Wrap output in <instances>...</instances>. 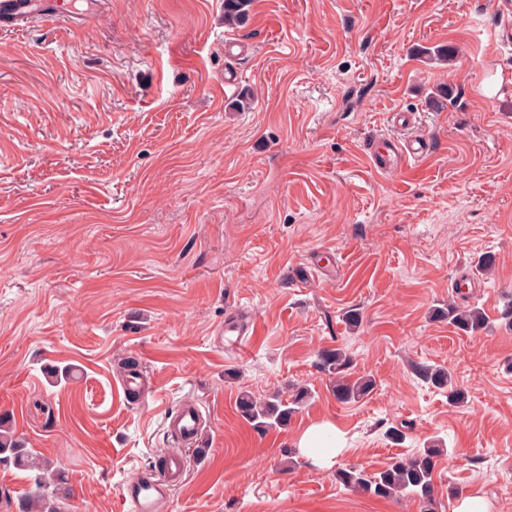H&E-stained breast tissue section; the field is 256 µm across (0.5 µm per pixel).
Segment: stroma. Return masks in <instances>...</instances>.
Here are the masks:
<instances>
[{"label":"stroma","mask_w":512,"mask_h":512,"mask_svg":"<svg viewBox=\"0 0 512 512\" xmlns=\"http://www.w3.org/2000/svg\"><path fill=\"white\" fill-rule=\"evenodd\" d=\"M500 18L499 0H254L232 28L224 0H102L74 27L0 29V414L63 471L71 512H129L124 482L172 447L165 418L189 399L208 431L169 512H421L337 474L436 439L437 512L464 495L512 512ZM436 47L448 63L426 59ZM398 112L430 152L382 172L370 144L399 135ZM450 299L487 329L433 318ZM241 308L262 334L238 351L221 334ZM336 348L375 381L360 401L336 400L317 365ZM128 357L146 371L140 404L119 386ZM422 364L448 368L466 402ZM303 386L284 427L257 430L237 407ZM323 425L334 447L305 453ZM33 489L0 463V512ZM417 372L424 382L440 390L448 391V400L454 404L464 401L462 389L453 385L451 375L446 368L438 365L417 367Z\"/></svg>","instance_id":"obj_1"}]
</instances>
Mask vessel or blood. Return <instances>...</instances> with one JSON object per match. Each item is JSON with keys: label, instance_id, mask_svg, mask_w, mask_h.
<instances>
[{"label": "vessel or blood", "instance_id": "obj_1", "mask_svg": "<svg viewBox=\"0 0 512 512\" xmlns=\"http://www.w3.org/2000/svg\"><path fill=\"white\" fill-rule=\"evenodd\" d=\"M76 12L72 0H53L45 5L44 0H0V26L14 29L26 28L41 15L54 20L72 21ZM430 151L427 139L413 136L404 140L382 139L372 153L374 164L382 170L398 168L409 161L418 160ZM254 316L238 311L228 318L225 329L236 336L237 345L247 343L257 332ZM168 434L175 442L174 450L156 459L153 466L135 473L122 488V497L131 507V512H167L172 490L182 483L188 469L185 448L195 446L204 430V420L199 407L193 403L181 404L165 422Z\"/></svg>", "mask_w": 512, "mask_h": 512}]
</instances>
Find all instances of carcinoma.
<instances>
[{
    "instance_id": "carcinoma-1",
    "label": "carcinoma",
    "mask_w": 512,
    "mask_h": 512,
    "mask_svg": "<svg viewBox=\"0 0 512 512\" xmlns=\"http://www.w3.org/2000/svg\"><path fill=\"white\" fill-rule=\"evenodd\" d=\"M252 0H224V23L238 26L246 22ZM434 317L446 319L454 328L476 333L486 328L487 316L475 306H460L454 302L435 310ZM354 359L341 348L330 349L318 355L321 370L332 378V391L340 402H357L374 386L373 380L361 376L351 378ZM417 372L422 380L433 387L448 391V400L454 404L464 401L462 389L453 385L447 369L438 365L421 366ZM308 390L298 391L291 402L261 401L249 394L239 396L242 416L255 427L276 428L288 425V418L295 412V405L304 401ZM442 442L437 441L407 454L393 458L387 467L368 474L351 468L339 472L343 484L355 491L378 498L407 497L417 501L423 512H435L433 472L437 458L444 454ZM0 462H12L33 472L38 492L27 497L25 512H64L59 497L48 498L40 490L60 481L58 473L45 462H38L36 454L24 446L12 429L10 418L0 415Z\"/></svg>"
}]
</instances>
